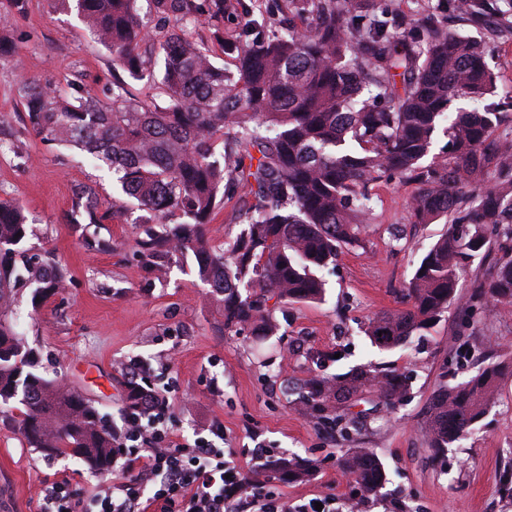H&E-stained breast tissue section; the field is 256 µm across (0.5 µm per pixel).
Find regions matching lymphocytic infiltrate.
Segmentation results:
<instances>
[{"label": "lymphocytic infiltrate", "instance_id": "1", "mask_svg": "<svg viewBox=\"0 0 512 512\" xmlns=\"http://www.w3.org/2000/svg\"><path fill=\"white\" fill-rule=\"evenodd\" d=\"M166 405L148 421L126 417L112 437L123 463L105 487L87 496L61 482L48 487L43 512H316L314 503L288 504L246 486L230 449L205 438L174 440L164 428Z\"/></svg>", "mask_w": 512, "mask_h": 512}]
</instances>
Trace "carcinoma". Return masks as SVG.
<instances>
[{
  "instance_id": "1",
  "label": "carcinoma",
  "mask_w": 512,
  "mask_h": 512,
  "mask_svg": "<svg viewBox=\"0 0 512 512\" xmlns=\"http://www.w3.org/2000/svg\"><path fill=\"white\" fill-rule=\"evenodd\" d=\"M78 16L112 54V98L99 107L83 95L19 89L28 122L42 140L77 149L112 169L116 186L137 201L144 224L161 230L142 242L149 270L164 272L192 254L199 280L224 317V332L271 336L269 302H317L319 272L339 250L359 247L374 215L369 186L396 179L418 186L414 224L444 221L448 231L422 257L406 289L407 307L375 315L371 344H406L460 302L468 263L504 249L475 286V302L512 304V92L477 42L430 20L409 21L373 0H154L150 20L138 0H73ZM441 10L483 26L512 17V0H441ZM244 20L224 30L229 16ZM302 25H297L296 20ZM209 28L231 63L216 65L192 29ZM161 78L138 96L125 77ZM471 98L481 105L452 108ZM447 138L434 152L438 136ZM223 152H215L217 145ZM244 191V227L222 249L206 226L224 198ZM95 196L75 192L68 223L100 224ZM27 235L18 206L0 203V254ZM34 281L43 293L65 277L29 265L0 269V312L10 285ZM503 363H478L467 380L443 383L430 405L426 435L436 454L466 437L495 403ZM304 410L353 421L339 404L364 394L390 409L408 396V378L372 365L298 387ZM152 391L126 385V408L144 410ZM17 402L30 447L109 470L112 429L76 391L33 370L29 350L0 320V413ZM341 467L365 497L380 492L384 467L370 448H349ZM316 464L294 455L247 475V483L305 482Z\"/></svg>"
}]
</instances>
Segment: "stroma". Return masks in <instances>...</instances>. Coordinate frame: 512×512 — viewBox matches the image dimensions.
<instances>
[{"label":"stroma","mask_w":512,"mask_h":512,"mask_svg":"<svg viewBox=\"0 0 512 512\" xmlns=\"http://www.w3.org/2000/svg\"><path fill=\"white\" fill-rule=\"evenodd\" d=\"M15 46L0 60V200L21 204L28 234L13 261L62 267L65 288L34 300L35 288H14L10 315L31 349L38 371L80 393L113 427L125 419L128 362L143 365L152 388L167 397L166 425L194 440L220 431L237 462L262 444L273 454L316 460L303 483H267L271 495L291 502L331 497L336 512H512L503 476L512 466V376L477 429L447 453L432 455L425 429L428 407L446 379H465L477 357L512 362V305L485 302L451 306L420 339L389 352L372 347L363 332L373 315L404 306L406 286L428 248L447 231L444 222L413 224V186H373L375 217L363 244L340 251L324 270L322 303L297 302L276 312L282 335L260 346L228 335L195 275L193 256L173 261L165 278L150 274L139 242L146 235L136 203L117 192L109 171L82 154L48 144L32 131L17 95L20 84L80 89L99 106L112 105L110 52L94 38L66 0H0ZM450 30L480 41L487 62L512 90V29L490 30L449 19ZM94 192L100 211L114 218L75 231L67 220L76 189ZM328 375L375 363L406 375L412 390L394 409L357 401L354 425L341 430L303 415L292 392L313 360ZM0 418V512H42L48 485L64 479L85 494L105 478L82 460L53 459L31 448L15 418ZM349 448H370L386 470L379 495L362 499L341 472Z\"/></svg>","instance_id":"1"}]
</instances>
